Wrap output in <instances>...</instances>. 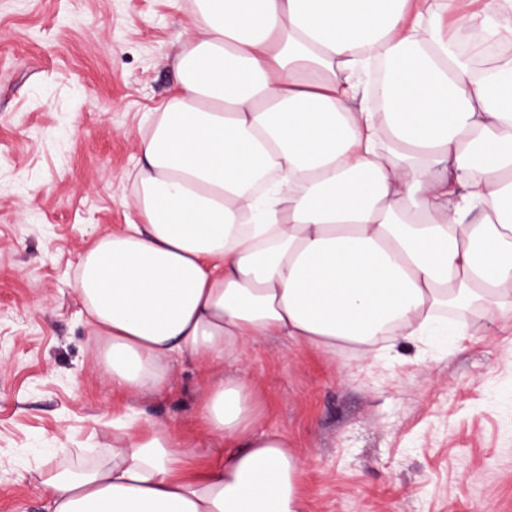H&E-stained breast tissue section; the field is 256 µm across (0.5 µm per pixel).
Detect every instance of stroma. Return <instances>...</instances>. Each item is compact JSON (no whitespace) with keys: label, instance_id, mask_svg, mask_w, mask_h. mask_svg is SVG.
Segmentation results:
<instances>
[{"label":"stroma","instance_id":"1","mask_svg":"<svg viewBox=\"0 0 512 512\" xmlns=\"http://www.w3.org/2000/svg\"><path fill=\"white\" fill-rule=\"evenodd\" d=\"M194 25L192 0H0V512H46L40 472L111 447L129 408L220 454L207 367L179 359L167 391L113 395L72 289L86 246L135 218L137 132ZM467 320L368 360L247 348L234 368L304 459L309 512H512V320Z\"/></svg>","mask_w":512,"mask_h":512}]
</instances>
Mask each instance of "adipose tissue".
Masks as SVG:
<instances>
[{"label":"adipose tissue","instance_id":"1","mask_svg":"<svg viewBox=\"0 0 512 512\" xmlns=\"http://www.w3.org/2000/svg\"><path fill=\"white\" fill-rule=\"evenodd\" d=\"M194 0L177 86L139 131L140 217L94 239L73 289L113 393L211 369L200 410L227 456L130 412L91 460L45 469L48 512H308L304 461L224 363L248 344L368 357L512 313V27L476 72L445 14L512 0Z\"/></svg>","mask_w":512,"mask_h":512}]
</instances>
